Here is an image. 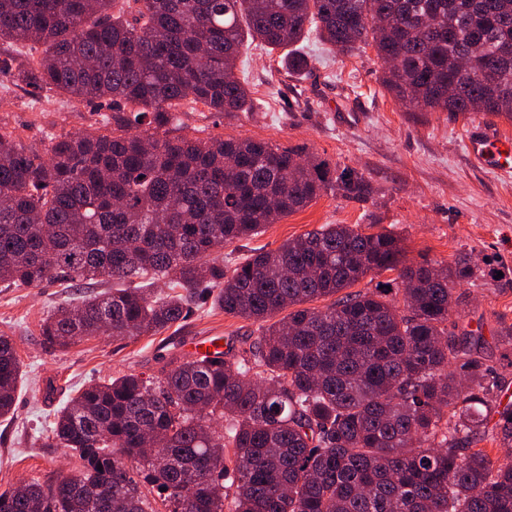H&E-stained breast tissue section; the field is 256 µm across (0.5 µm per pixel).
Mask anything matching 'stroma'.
<instances>
[{
    "instance_id": "1",
    "label": "stroma",
    "mask_w": 512,
    "mask_h": 512,
    "mask_svg": "<svg viewBox=\"0 0 512 512\" xmlns=\"http://www.w3.org/2000/svg\"><path fill=\"white\" fill-rule=\"evenodd\" d=\"M301 47L314 58V68L292 73L285 50L245 42L235 73L248 84L252 111L224 114L200 105L180 113L179 132L300 147L337 169L363 175L372 194L362 199L322 194L268 225L247 248L225 246V268H234L248 249L274 250L324 224L392 234L412 261L424 255L449 263L467 256L475 276L462 286L463 302L453 319L489 340L498 375L512 383V360L492 341L500 323L512 324V175L476 167L465 146L472 126L491 121L512 132V120L475 112L406 111L381 86L382 64L374 50L334 56L314 31ZM68 102L52 92L0 88V127L42 151L49 134L100 127L103 107L84 103L71 111ZM83 291L82 285L56 281L0 288V334L13 339L25 372L13 419L0 421V491L77 471L75 453L48 440L53 414L70 394L127 373H158L161 357L186 354L189 342L199 337H220L236 352L257 337L252 321L206 302L182 325L154 336H99L63 351L46 347L43 320L54 308L79 301Z\"/></svg>"
}]
</instances>
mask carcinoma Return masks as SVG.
<instances>
[{"mask_svg": "<svg viewBox=\"0 0 512 512\" xmlns=\"http://www.w3.org/2000/svg\"><path fill=\"white\" fill-rule=\"evenodd\" d=\"M313 27L330 52L372 47L410 112L512 120V0H0L1 82L112 107L111 133L54 134L46 153L0 131V284H124L50 313L43 344L155 335L211 296L259 332L238 355L173 357L78 392L49 440L80 468L1 492L0 512H149L146 486L169 512H512V460L477 447L492 420L512 444L508 385L481 336L448 329L467 257L412 262L397 237L350 224L230 272L216 256L328 190L371 194L298 147L168 136L185 104L250 110L245 37L289 48ZM383 271L401 299L305 307ZM160 278L172 292L153 296ZM21 378L0 335V418Z\"/></svg>", "mask_w": 512, "mask_h": 512, "instance_id": "1", "label": "carcinoma"}]
</instances>
